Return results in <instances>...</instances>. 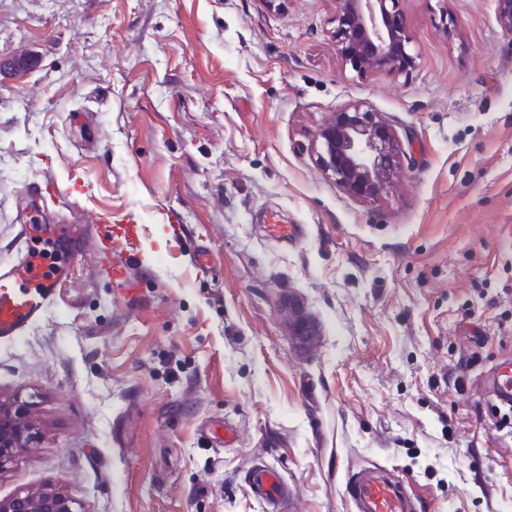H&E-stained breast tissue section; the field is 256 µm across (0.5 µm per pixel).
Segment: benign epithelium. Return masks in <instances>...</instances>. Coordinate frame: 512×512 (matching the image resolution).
<instances>
[{
  "instance_id": "7a95c632",
  "label": "benign epithelium",
  "mask_w": 512,
  "mask_h": 512,
  "mask_svg": "<svg viewBox=\"0 0 512 512\" xmlns=\"http://www.w3.org/2000/svg\"><path fill=\"white\" fill-rule=\"evenodd\" d=\"M334 38L342 60L359 74H402L416 64L399 0H333ZM497 21L512 33V0H497ZM400 141L381 113L363 103L332 113L315 137V162L357 200L385 193L402 165ZM38 418L24 403L0 399V473L22 454L38 451ZM0 512H79L56 488L21 491L0 500Z\"/></svg>"
}]
</instances>
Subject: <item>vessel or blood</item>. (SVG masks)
I'll return each mask as SVG.
<instances>
[{"mask_svg": "<svg viewBox=\"0 0 512 512\" xmlns=\"http://www.w3.org/2000/svg\"><path fill=\"white\" fill-rule=\"evenodd\" d=\"M53 180L31 185L18 210V221L29 239L27 249L9 265H0V337L17 336L39 321L56 290L72 266V255L80 244L95 241L104 253L119 250L121 244H135L136 225H124L123 240L112 234L108 214L85 224H55L46 214L49 201L60 199ZM484 394L495 406L512 408V358L505 356L488 372L482 383ZM254 497L265 512H286L293 503L295 487L263 463L252 464L244 475ZM350 512H417L419 499L408 486L377 467L351 474L345 485Z\"/></svg>", "mask_w": 512, "mask_h": 512, "instance_id": "obj_1", "label": "vessel or blood"}]
</instances>
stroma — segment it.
Segmentation results:
<instances>
[{
	"instance_id": "1",
	"label": "stroma",
	"mask_w": 512,
	"mask_h": 512,
	"mask_svg": "<svg viewBox=\"0 0 512 512\" xmlns=\"http://www.w3.org/2000/svg\"><path fill=\"white\" fill-rule=\"evenodd\" d=\"M400 7L417 67L361 76L332 0H0V264L48 176L57 219L109 209L140 228L134 293L83 251L45 317L0 338V397L39 419L0 499L53 486L78 512H264L244 480L261 460L295 512H349L367 463L422 512H512V411L476 385L512 345V35L495 0ZM355 102L404 150L375 200L313 160ZM272 214L296 241L270 239ZM292 301L317 336H295Z\"/></svg>"
}]
</instances>
